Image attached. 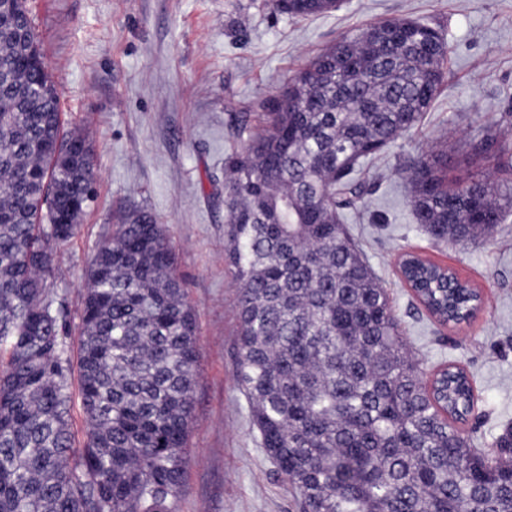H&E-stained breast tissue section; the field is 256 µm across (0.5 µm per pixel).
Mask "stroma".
I'll return each mask as SVG.
<instances>
[{
  "label": "stroma",
  "instance_id": "obj_1",
  "mask_svg": "<svg viewBox=\"0 0 512 512\" xmlns=\"http://www.w3.org/2000/svg\"><path fill=\"white\" fill-rule=\"evenodd\" d=\"M66 129L93 149L94 196L56 251L52 290L77 345L87 274L124 211L153 213L196 315L199 358L184 485L176 512H302L262 452L236 380L238 285L224 258V154L241 119L292 72L346 35L386 19L424 20L448 44L445 80L421 122L378 153L344 224L386 289L423 376L454 365L477 399L464 430L489 449L512 428V215L492 239L433 243L409 207L402 167L512 128V0H346L294 19L269 0H27ZM448 267L484 304L469 322L429 316L398 267L403 252Z\"/></svg>",
  "mask_w": 512,
  "mask_h": 512
}]
</instances>
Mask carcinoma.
<instances>
[{
    "label": "carcinoma",
    "mask_w": 512,
    "mask_h": 512,
    "mask_svg": "<svg viewBox=\"0 0 512 512\" xmlns=\"http://www.w3.org/2000/svg\"><path fill=\"white\" fill-rule=\"evenodd\" d=\"M0 12V512H175L193 411L197 323L162 225L123 215L98 249L77 361L51 296L54 246L93 191L87 138L63 131L60 97L26 6ZM299 18L325 0H272ZM441 31L379 22L321 52L241 122L224 156L225 257L239 288L237 380L259 443L303 512H512V470L459 424L475 395L446 369L423 385L390 299L343 224L366 160L411 131L445 77ZM512 132L471 143L465 177L445 151L405 169L408 205L436 243L489 237L512 212ZM439 322L479 295L404 258ZM86 417L74 447L72 375Z\"/></svg>",
    "instance_id": "1"
}]
</instances>
